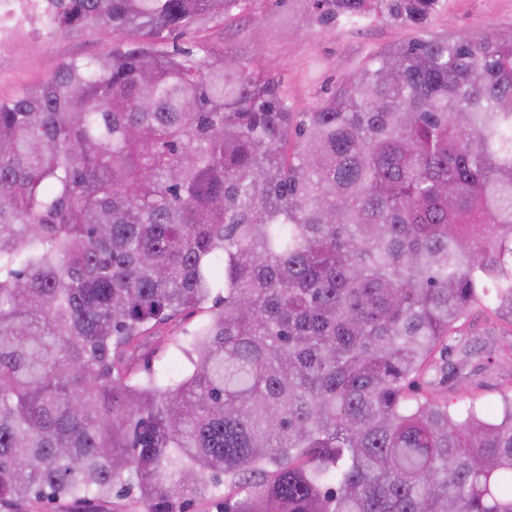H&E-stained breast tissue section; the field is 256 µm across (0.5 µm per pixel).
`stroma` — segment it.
Wrapping results in <instances>:
<instances>
[{"label":"stroma","mask_w":512,"mask_h":512,"mask_svg":"<svg viewBox=\"0 0 512 512\" xmlns=\"http://www.w3.org/2000/svg\"><path fill=\"white\" fill-rule=\"evenodd\" d=\"M309 0H251L247 12L209 19L183 42L237 55L250 68L274 78L296 113L311 111L325 91L366 64L381 48L418 36L417 28L371 16L356 23L321 24ZM429 30L455 34L481 29L512 33V0H447ZM112 39L97 27L58 35L48 46L21 39L0 45V100H8L46 79L60 61L103 57Z\"/></svg>","instance_id":"stroma-1"}]
</instances>
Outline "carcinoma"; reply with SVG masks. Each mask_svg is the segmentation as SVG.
<instances>
[{"mask_svg":"<svg viewBox=\"0 0 512 512\" xmlns=\"http://www.w3.org/2000/svg\"><path fill=\"white\" fill-rule=\"evenodd\" d=\"M443 2L312 0L420 36L296 123L169 45L249 0H64L116 42L0 101V504L133 473L148 512H512V387L480 394L512 363V36L434 33ZM189 309V367L140 375ZM204 318V312L199 310H187L177 314L167 325L164 326V332L173 336H183L188 339L189 336L184 332L193 330Z\"/></svg>","mask_w":512,"mask_h":512,"instance_id":"cac0c4a2","label":"carcinoma"}]
</instances>
